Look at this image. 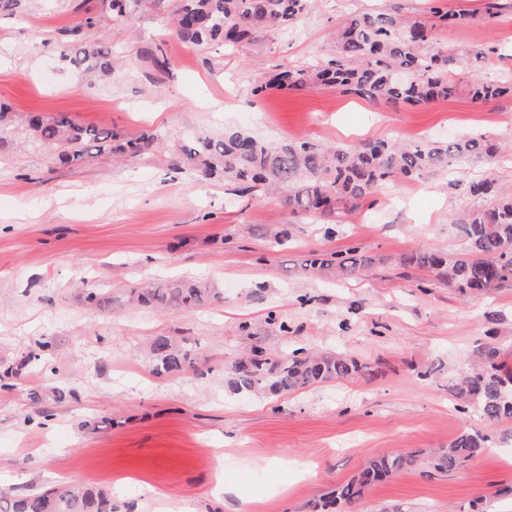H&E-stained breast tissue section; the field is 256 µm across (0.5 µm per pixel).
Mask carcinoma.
Segmentation results:
<instances>
[{"instance_id":"carcinoma-1","label":"carcinoma","mask_w":512,"mask_h":512,"mask_svg":"<svg viewBox=\"0 0 512 512\" xmlns=\"http://www.w3.org/2000/svg\"><path fill=\"white\" fill-rule=\"evenodd\" d=\"M107 14L86 12L83 21L68 31L64 52L75 56L83 73L109 74L114 66L112 50L101 43L87 44L88 31L109 22L122 24L132 6L161 8L168 0H106ZM172 33L184 44L202 48L214 41L228 47L250 43L260 30L295 26L315 0H173ZM429 17L406 18L397 12L353 16L338 27L335 49L327 60L307 69L278 67L269 80L253 89L260 95L269 89L307 90L330 86L372 101L410 106L427 105L460 90L472 99L490 102L512 95L510 80H472L465 85L448 79V72L463 58L436 49L438 34L453 32L476 19L464 10L450 11L442 0H428ZM28 136L53 148L64 146V159L78 161L91 151L138 156L152 150L156 137H127L111 129L77 124L65 113L51 119L28 115ZM505 155L501 143L485 135L453 141L422 139L398 142L378 140L357 145L323 146L307 140L267 142L250 131L229 127L214 136L198 137L173 149L175 168L188 165L205 178H222L236 185L242 195L283 194L295 214H323L341 205H356L385 182L413 179L424 173H448L476 159L492 162ZM468 193L490 204L465 210L456 219L459 234L467 240L462 255H442L426 250L412 253L407 262L431 271L435 280L468 297L512 284V193L495 189L493 182L472 181ZM371 259L356 247L344 251H311L303 268L310 272L334 269L343 276L362 272ZM221 299L208 283L176 281L147 288H133L129 300L137 305L164 309H193ZM15 366L0 369V387H12L23 366L45 362L52 343H38ZM152 372L157 376L191 373L203 377L204 366L190 350L175 345L167 336H156L149 345ZM474 366L462 372L450 388L457 409L477 410L490 425L512 421V372L505 368L497 333L487 332L474 352ZM370 366L339 353L315 354L300 347L286 355H272L261 346L224 367V384L233 395H284L302 388L366 375ZM491 437L482 430H466L428 453L396 451L370 458L356 476L336 487L327 499L315 503L313 512H343L364 491L394 475L410 470L422 457L437 472L457 470L488 447ZM0 512H117L112 492L73 484L62 489H32L13 496L0 491Z\"/></svg>"}]
</instances>
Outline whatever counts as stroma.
<instances>
[{
    "mask_svg": "<svg viewBox=\"0 0 512 512\" xmlns=\"http://www.w3.org/2000/svg\"><path fill=\"white\" fill-rule=\"evenodd\" d=\"M506 2L498 17L440 40L461 55L489 43L499 49L452 80L512 76ZM426 6L316 0L295 28L258 34L238 50L187 46L161 11L139 7L124 24L89 32L122 59L92 83L59 43L86 9L104 11L103 0H26L0 14V103L14 117L0 134V363L20 360L36 340L53 344L49 371L0 389V490L108 486L119 512H311L370 457L444 448L485 428L477 411L457 410L448 387L491 329L512 369V286L464 299L404 260L419 248L465 252L452 219L483 205L466 185L488 178L512 188V161L392 181L326 217L294 214L279 198L238 196L231 182L169 162L174 145L227 126L274 142L512 141V97L480 104L462 93L412 107L331 88L253 95L276 65L328 59L342 21L397 8L422 17ZM156 45L168 72L142 55ZM32 112L148 131L163 147L122 162L107 152L64 162L28 137L23 119ZM258 226L284 231L286 244L271 247ZM351 246L371 258L366 276L304 271L309 251ZM186 278L214 282L223 301L166 312L125 303L130 288ZM85 279L109 303L89 305ZM157 336L190 349L211 374L153 375L145 349ZM254 344L274 355L338 352L371 372L288 395L228 396L223 368ZM47 384L70 397L47 402L45 419L28 394ZM511 432L512 422L495 425L491 447L458 470L418 466L369 487L348 512H467L475 500L483 512H512V445L503 441Z\"/></svg>",
    "mask_w": 512,
    "mask_h": 512,
    "instance_id": "stroma-1",
    "label": "stroma"
}]
</instances>
